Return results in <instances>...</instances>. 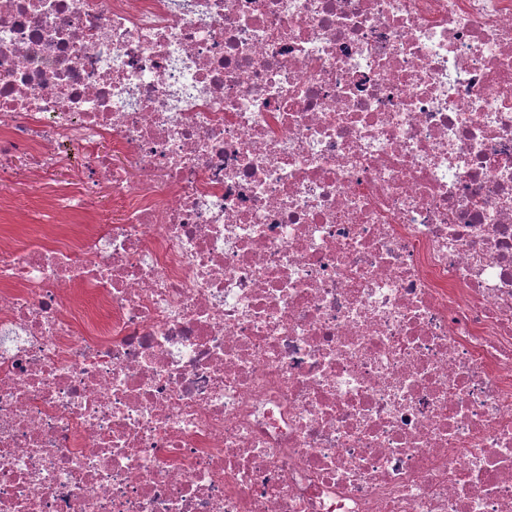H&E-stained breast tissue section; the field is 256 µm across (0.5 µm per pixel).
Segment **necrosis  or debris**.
I'll return each instance as SVG.
<instances>
[{
	"instance_id": "necrosis-or-debris-1",
	"label": "necrosis or debris",
	"mask_w": 512,
	"mask_h": 512,
	"mask_svg": "<svg viewBox=\"0 0 512 512\" xmlns=\"http://www.w3.org/2000/svg\"><path fill=\"white\" fill-rule=\"evenodd\" d=\"M79 150L0 512H512V0H0V174Z\"/></svg>"
}]
</instances>
